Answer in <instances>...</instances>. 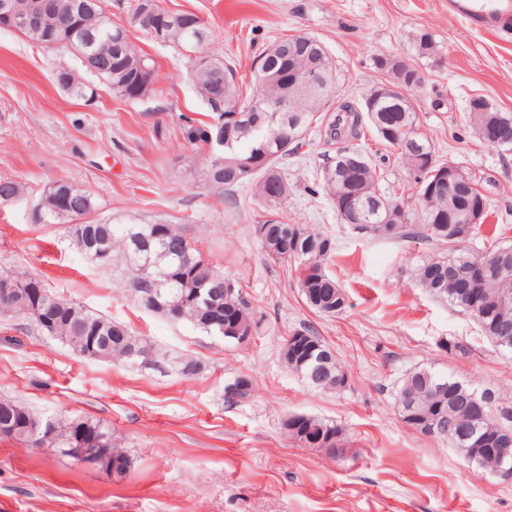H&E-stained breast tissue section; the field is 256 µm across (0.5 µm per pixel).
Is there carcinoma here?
<instances>
[{
    "instance_id": "cac0c4a2",
    "label": "carcinoma",
    "mask_w": 512,
    "mask_h": 512,
    "mask_svg": "<svg viewBox=\"0 0 512 512\" xmlns=\"http://www.w3.org/2000/svg\"><path fill=\"white\" fill-rule=\"evenodd\" d=\"M182 12L161 7L159 0H131L126 23L131 28L147 30L161 27L160 43L174 49L206 52L195 46L193 31L208 33L205 21L188 27L181 19ZM83 30L93 36L89 49L87 71L98 65L108 66L101 78L120 99H135L130 87L142 78L146 92H153L157 78L155 61L129 36L120 35L119 28L106 14H88L83 18ZM23 35L44 48L79 34L69 35L60 28L52 33L25 31ZM415 53L436 61L437 49L432 36L418 31L413 36ZM375 68L389 80L384 86L365 94L357 111L352 105L338 106L336 115L324 127L327 139L339 141L360 138L363 125L370 126L379 141L396 153L406 171L404 201L381 190L376 164L360 147H344L329 158L323 167L320 191L331 201L352 198L361 205L376 204L379 211H369L361 222L353 225L357 231L387 241H421L434 252L422 257L414 269V280L433 299L458 307L477 323L484 338L495 343L500 337V325L507 321L512 329V243L492 234L485 235L483 226L488 216L487 199L463 167L436 155L432 143L417 129V110L411 90L420 86L418 69L406 58L379 56ZM314 71L318 82L314 92L298 95L290 92L288 82L300 71ZM191 76L206 102L209 120L197 122L185 117L184 139L192 146L208 148L202 157L204 180L217 187L229 188L255 182V194L271 204H279L288 193L273 195L265 179L263 163L278 166L279 161L303 147L306 133L319 122L318 113L333 97L336 86L335 65L323 44L316 38L299 34L269 44L260 54L254 81L248 95H243L237 79V69L229 61L215 55L201 67H192ZM58 86L68 94L86 98L95 90L86 85L71 70L57 72ZM223 119V165L213 164L216 143L212 138L217 127L214 121ZM468 123L478 136L491 122L512 124L511 112H498L481 99L470 102ZM285 133L291 143L282 148L271 131ZM361 158L358 168L346 165L350 158ZM458 171L459 182L453 193L431 194L429 184L436 173L448 168ZM253 170H246V166ZM481 204V215L475 224H450L475 202ZM39 218L47 224L67 223L79 253L93 259L102 251L110 264L120 260L128 269L127 287L148 306L151 295L160 287L168 299L179 306V321H187L201 331L228 339L227 330L234 322L259 334L261 319L256 317L240 281L224 275L203 258L202 252L190 245L184 230L175 224L159 221L153 224H114L75 220L96 210L90 193L70 184H52L39 203ZM260 225L268 227L261 243L272 260L298 261V288L306 303L315 311L329 317L342 313L346 295L326 268L336 250L334 239L324 231L288 220L270 209ZM490 243V251L477 253L472 241ZM11 280L18 288L15 304H0V315H22L24 308L36 299L56 319L53 338L68 345L80 356L92 360H117L132 367H143L140 360L129 356V348L138 344L141 351L151 352L180 376L191 378L202 370V364L187 355L171 356L156 348L148 339L138 336L124 324L100 316L85 307L61 298L44 281L28 272L0 270V281ZM294 339L285 340L281 359L291 370L300 374L313 388L325 392L341 391L347 382L337 358L323 371L322 353L330 351L314 330L304 326L293 331ZM475 387L452 375L433 368L417 367L398 382L395 399L398 412L415 431L448 441L452 447H465L460 430H477L479 442L462 456L475 466L489 471L499 467L505 450H511L512 460V397L496 393L492 413L482 421L473 416L467 397ZM33 413L10 399H0V422L15 426L13 437L23 442L32 440L26 429ZM289 436L310 448L340 446L339 427L325 419L310 415L289 416L284 422ZM88 448H110L120 464L107 477H123L130 468L128 455L112 444V431L89 418L75 416L54 423L51 447L73 448L78 442Z\"/></svg>"
}]
</instances>
